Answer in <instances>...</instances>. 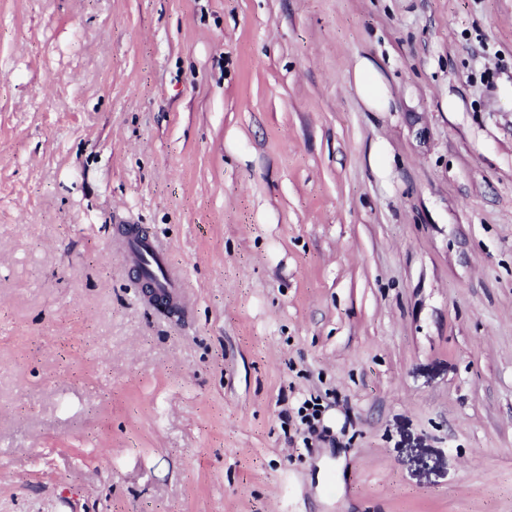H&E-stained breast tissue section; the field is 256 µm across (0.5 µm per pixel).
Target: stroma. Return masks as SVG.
Masks as SVG:
<instances>
[{"label":"stroma","mask_w":512,"mask_h":512,"mask_svg":"<svg viewBox=\"0 0 512 512\" xmlns=\"http://www.w3.org/2000/svg\"><path fill=\"white\" fill-rule=\"evenodd\" d=\"M0 512H512V0H0ZM350 78L363 104L372 112L388 110L390 93L377 65L368 57H357ZM124 238L129 255L135 260V253L138 261L141 255L148 256L152 261V269L161 287L164 288L166 293H169L174 299L178 300L180 288H182V277L175 270L168 267L163 253L157 245L148 238L144 240L133 239L130 243L128 234H125Z\"/></svg>","instance_id":"obj_1"}]
</instances>
